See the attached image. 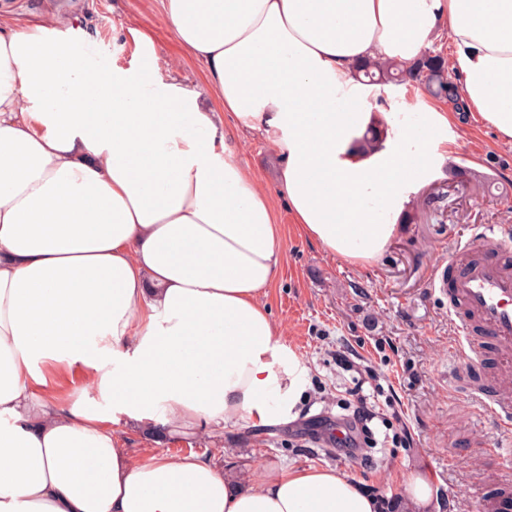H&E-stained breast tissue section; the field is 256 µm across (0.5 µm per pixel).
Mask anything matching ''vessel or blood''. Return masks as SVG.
Listing matches in <instances>:
<instances>
[{
  "label": "vessel or blood",
  "mask_w": 512,
  "mask_h": 512,
  "mask_svg": "<svg viewBox=\"0 0 512 512\" xmlns=\"http://www.w3.org/2000/svg\"><path fill=\"white\" fill-rule=\"evenodd\" d=\"M431 286L448 296V316L472 360L482 361L490 345L500 361H512V232L477 226L472 241L435 268Z\"/></svg>",
  "instance_id": "obj_1"
}]
</instances>
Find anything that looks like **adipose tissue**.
<instances>
[{
    "instance_id": "ef3b65f1",
    "label": "adipose tissue",
    "mask_w": 512,
    "mask_h": 512,
    "mask_svg": "<svg viewBox=\"0 0 512 512\" xmlns=\"http://www.w3.org/2000/svg\"><path fill=\"white\" fill-rule=\"evenodd\" d=\"M160 6L204 91L154 61L91 69L67 16L33 24L0 0V512H379L336 470L242 487L195 456L134 457L115 425L296 420L308 367L262 301L285 262L276 197L327 253L379 259L448 115L395 132L356 68L414 61L447 26L464 99L512 147V0ZM256 134L282 160L274 194L233 147ZM42 358L92 367L103 404L59 401Z\"/></svg>"
}]
</instances>
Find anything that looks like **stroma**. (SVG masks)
<instances>
[{
  "mask_svg": "<svg viewBox=\"0 0 512 512\" xmlns=\"http://www.w3.org/2000/svg\"><path fill=\"white\" fill-rule=\"evenodd\" d=\"M22 18L69 14L70 39L94 46L93 68H136L134 37L150 35L163 81L203 90L204 67L190 59L166 27L158 0H13ZM433 106L449 119L448 157L407 192L398 229L372 263H351L302 237L286 204H279L286 262L265 302L284 342L307 363L309 387L294 422L256 427L247 422L205 426L198 434L170 436L159 423L119 424L130 452L154 450L210 461L225 477L244 484L261 466L332 468L360 481L382 512H416L399 490L415 473L434 488L428 512H488L502 481H512V457L494 448L512 436V414L492 399L512 403L498 383V366L479 367L455 348L448 299L429 283L435 265L477 225L512 227V148L497 144L493 129L475 113L459 117L448 103L413 82L372 85V112H413ZM241 162L276 190L279 159L254 136L236 147ZM59 399L85 394L92 367L40 360ZM373 418H360L363 410ZM367 425V451L355 455L336 444L337 426Z\"/></svg>",
  "mask_w": 512,
  "mask_h": 512,
  "instance_id": "1",
  "label": "stroma"
}]
</instances>
